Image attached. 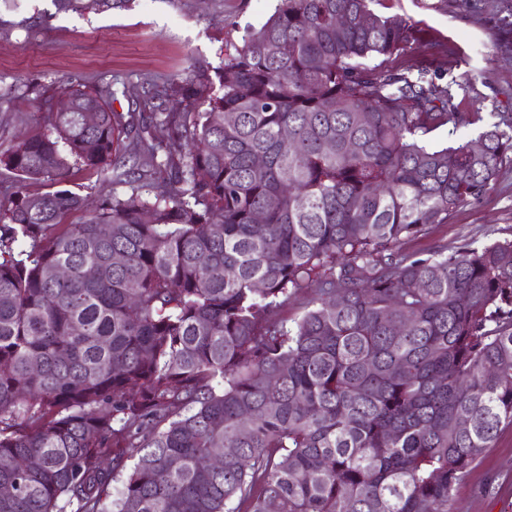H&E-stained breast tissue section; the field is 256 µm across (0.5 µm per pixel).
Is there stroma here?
<instances>
[{
    "mask_svg": "<svg viewBox=\"0 0 512 512\" xmlns=\"http://www.w3.org/2000/svg\"><path fill=\"white\" fill-rule=\"evenodd\" d=\"M435 0H384L381 12L403 14L439 32L461 52L460 71L472 72V87L459 89L461 111L512 112V58L494 46L491 12L473 13ZM274 0H132L129 8L60 12L53 0H0V150L43 126L37 97L55 81L92 89L114 84L112 107L150 121L146 87L163 85L188 68L215 77L242 42L247 26L262 24ZM512 239V164L504 166L483 198L452 214L406 244L427 252L467 242ZM452 512H512V428L499 432L492 448L455 485Z\"/></svg>",
    "mask_w": 512,
    "mask_h": 512,
    "instance_id": "stroma-1",
    "label": "stroma"
}]
</instances>
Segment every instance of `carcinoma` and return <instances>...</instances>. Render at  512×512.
<instances>
[{
    "label": "carcinoma",
    "instance_id": "carcinoma-1",
    "mask_svg": "<svg viewBox=\"0 0 512 512\" xmlns=\"http://www.w3.org/2000/svg\"><path fill=\"white\" fill-rule=\"evenodd\" d=\"M380 2L277 0L219 89L146 94L148 127L110 85L39 98L0 151V512H450L512 427V240L402 245L486 194L512 113L437 142L483 121L472 75ZM496 28L511 56L512 0ZM76 170L128 191L90 203Z\"/></svg>",
    "mask_w": 512,
    "mask_h": 512
}]
</instances>
